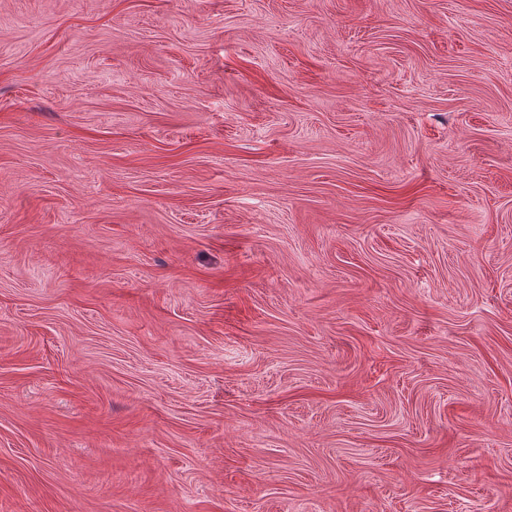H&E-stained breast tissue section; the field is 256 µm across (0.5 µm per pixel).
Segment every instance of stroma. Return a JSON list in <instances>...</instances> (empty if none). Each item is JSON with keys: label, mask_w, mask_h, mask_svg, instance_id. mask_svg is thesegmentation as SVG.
Instances as JSON below:
<instances>
[{"label": "stroma", "mask_w": 512, "mask_h": 512, "mask_svg": "<svg viewBox=\"0 0 512 512\" xmlns=\"http://www.w3.org/2000/svg\"><path fill=\"white\" fill-rule=\"evenodd\" d=\"M0 512H512V0H0Z\"/></svg>", "instance_id": "obj_1"}]
</instances>
